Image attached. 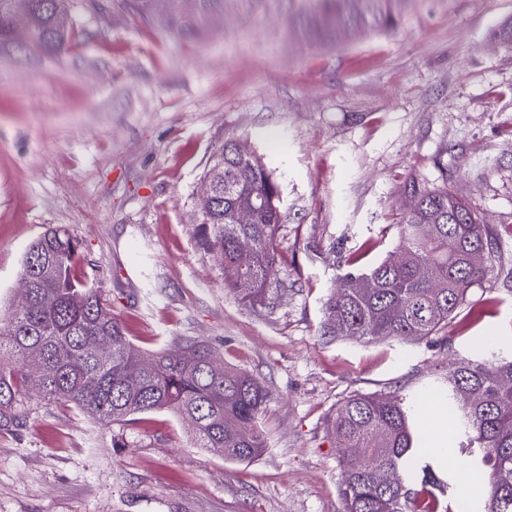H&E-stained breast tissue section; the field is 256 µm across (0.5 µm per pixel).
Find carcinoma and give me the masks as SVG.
<instances>
[{
	"label": "carcinoma",
	"instance_id": "1",
	"mask_svg": "<svg viewBox=\"0 0 512 512\" xmlns=\"http://www.w3.org/2000/svg\"><path fill=\"white\" fill-rule=\"evenodd\" d=\"M118 0V5L171 37L198 42L224 14V0H198L193 14L179 0ZM410 0H307L292 26L312 43L335 46L344 37L390 32ZM29 16L23 47L55 53L73 27L70 0H0V44L10 45V17ZM217 179L215 209L195 226L197 244L224 254V285L251 308L270 309L279 296L283 264L279 235L288 216L282 190L262 157L244 158L224 141L203 174ZM397 244L388 256L362 266L350 259L338 289L324 302V335L354 341L408 343L448 332V325L500 260V235L472 206L448 190L413 177L403 189ZM241 209L250 224L236 223ZM250 258L241 260V247ZM484 250L485 260L470 262ZM80 244L50 228L29 247L21 269L27 300L0 312V431L27 425L26 399L37 391L49 404L87 414L109 426L128 417L170 411L192 427L196 448H222L247 461L264 449L259 419L268 392L253 376L218 361L207 345L188 341L151 354L125 336L98 289L78 272ZM443 389L462 452L480 457L471 485L485 512H512V357L493 347L460 356ZM414 407L390 393H356L335 410L329 426L340 449L344 512H471L453 500L431 465Z\"/></svg>",
	"mask_w": 512,
	"mask_h": 512
}]
</instances>
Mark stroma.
Instances as JSON below:
<instances>
[{
    "label": "stroma",
    "mask_w": 512,
    "mask_h": 512,
    "mask_svg": "<svg viewBox=\"0 0 512 512\" xmlns=\"http://www.w3.org/2000/svg\"><path fill=\"white\" fill-rule=\"evenodd\" d=\"M302 0H225L205 40L171 38L114 0H73L57 55L0 46V309L28 246L60 227L130 341L195 340L262 382L265 448L238 462L193 447L167 411L99 425L30 396L0 432V512H343L330 414L355 393L416 401L433 461L468 485L452 419L430 406L452 353L496 336L512 350V0H411L397 28L323 48L295 35ZM230 138L273 170L290 214L285 287L245 306L195 236V188ZM447 165L440 174L439 165ZM448 184L501 231V265L445 335L334 340L322 304L368 246L397 241L409 178Z\"/></svg>",
    "instance_id": "35a3bbf8"
}]
</instances>
